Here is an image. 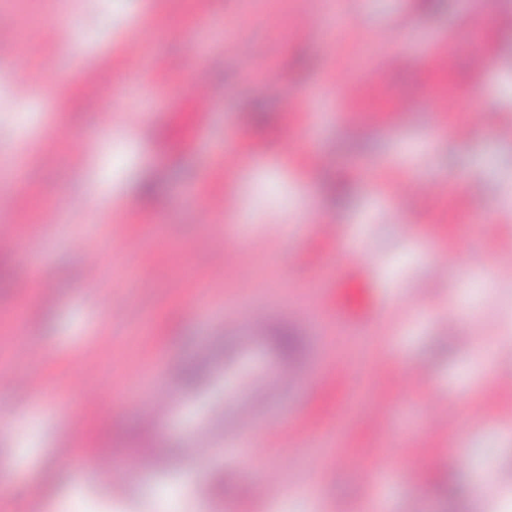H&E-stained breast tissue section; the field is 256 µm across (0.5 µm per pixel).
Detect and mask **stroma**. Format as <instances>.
I'll return each mask as SVG.
<instances>
[{"mask_svg":"<svg viewBox=\"0 0 512 512\" xmlns=\"http://www.w3.org/2000/svg\"><path fill=\"white\" fill-rule=\"evenodd\" d=\"M507 14L512 0H0V232L20 241L0 256V369L44 378L30 400L0 384V415L20 416L0 433V475H18L0 512H44L50 472L98 448L119 450L123 482L101 479L65 512H188L189 472L215 512H377L363 471L382 456L387 512H512V392H488L512 362L468 374L474 349L512 330V222L497 220L512 210V139L496 133L512 125ZM443 52L447 67L428 68ZM479 52L501 66L474 69ZM18 64L37 89L25 102ZM101 66L122 81L92 98L85 76ZM464 117L473 132L458 140ZM92 196L114 209L91 220ZM483 254L493 265L463 269ZM37 269L52 297L27 313ZM402 288L432 297L390 304ZM228 298L298 310L271 327L301 342L280 360L332 373L259 417L286 428L279 446L190 461L200 416L224 405ZM76 356L97 368L72 390ZM190 364L204 387L182 383ZM414 366L430 390L412 386ZM162 386L194 407L145 418ZM103 391L113 407L87 410ZM77 414L85 440L56 457ZM478 459L500 474L494 497L470 491ZM442 471L459 502L437 492Z\"/></svg>","mask_w":512,"mask_h":512,"instance_id":"1","label":"stroma"}]
</instances>
